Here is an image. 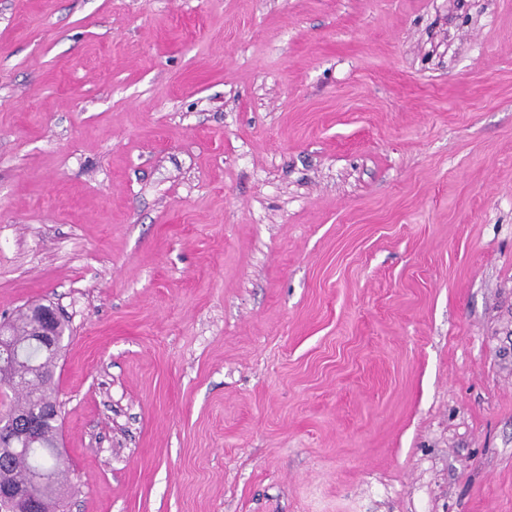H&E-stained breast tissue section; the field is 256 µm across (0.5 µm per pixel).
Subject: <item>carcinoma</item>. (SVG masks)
<instances>
[{
    "label": "carcinoma",
    "mask_w": 512,
    "mask_h": 512,
    "mask_svg": "<svg viewBox=\"0 0 512 512\" xmlns=\"http://www.w3.org/2000/svg\"><path fill=\"white\" fill-rule=\"evenodd\" d=\"M37 319L38 308L33 304L11 321V340L21 352V363L17 369L0 368V383L11 380L19 372L28 375L24 388L11 391L7 413L16 416L27 414L38 406L57 404L52 384L55 356L30 348ZM57 429L56 421H46L39 439L15 451L7 469L13 483L32 489L40 512H63L64 508L67 469L60 451L54 447Z\"/></svg>",
    "instance_id": "cac0c4a2"
}]
</instances>
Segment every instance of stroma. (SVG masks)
Wrapping results in <instances>:
<instances>
[{
    "label": "stroma",
    "mask_w": 512,
    "mask_h": 512,
    "mask_svg": "<svg viewBox=\"0 0 512 512\" xmlns=\"http://www.w3.org/2000/svg\"><path fill=\"white\" fill-rule=\"evenodd\" d=\"M34 303L65 512H512V0H0Z\"/></svg>",
    "instance_id": "1"
}]
</instances>
